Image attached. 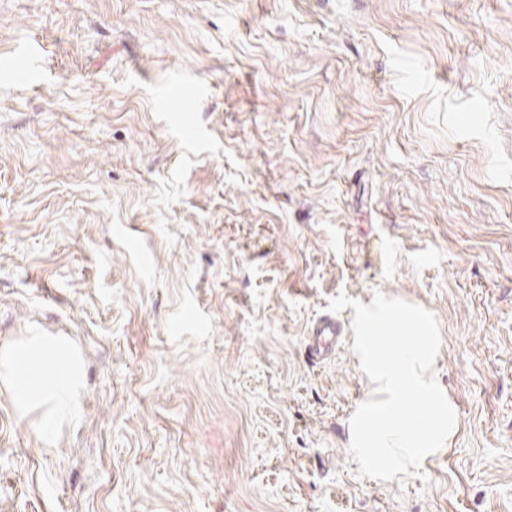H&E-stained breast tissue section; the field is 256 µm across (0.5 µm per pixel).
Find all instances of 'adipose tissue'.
I'll return each instance as SVG.
<instances>
[{
	"label": "adipose tissue",
	"instance_id": "obj_1",
	"mask_svg": "<svg viewBox=\"0 0 512 512\" xmlns=\"http://www.w3.org/2000/svg\"><path fill=\"white\" fill-rule=\"evenodd\" d=\"M81 376L79 353L60 336L36 332L0 352V378L12 388L19 409L44 408L40 434L46 439L76 419Z\"/></svg>",
	"mask_w": 512,
	"mask_h": 512
}]
</instances>
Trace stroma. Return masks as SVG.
I'll return each mask as SVG.
<instances>
[{
	"label": "stroma",
	"instance_id": "35a3bbf8",
	"mask_svg": "<svg viewBox=\"0 0 512 512\" xmlns=\"http://www.w3.org/2000/svg\"><path fill=\"white\" fill-rule=\"evenodd\" d=\"M429 310L459 414L358 474L331 298ZM67 338L77 420L0 382V512H512V0H0V351ZM345 338V326L334 315H323L312 322L306 337L305 354L312 365H323L336 356Z\"/></svg>",
	"mask_w": 512,
	"mask_h": 512
}]
</instances>
